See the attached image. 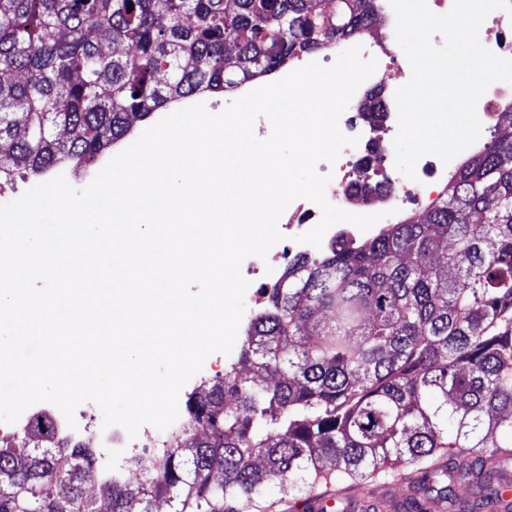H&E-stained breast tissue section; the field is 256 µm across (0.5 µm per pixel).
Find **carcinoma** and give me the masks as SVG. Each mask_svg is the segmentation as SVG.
<instances>
[{
	"mask_svg": "<svg viewBox=\"0 0 512 512\" xmlns=\"http://www.w3.org/2000/svg\"><path fill=\"white\" fill-rule=\"evenodd\" d=\"M377 0H0V171L93 166L133 126L198 94L270 76L368 34ZM381 124V86L359 106ZM454 275H448V271ZM171 447L100 476L94 449L37 416L0 445V512H244L275 482L318 487L405 466L448 495L512 451V137H493L446 193L359 243L288 265L224 377L187 396Z\"/></svg>",
	"mask_w": 512,
	"mask_h": 512,
	"instance_id": "1",
	"label": "carcinoma"
}]
</instances>
